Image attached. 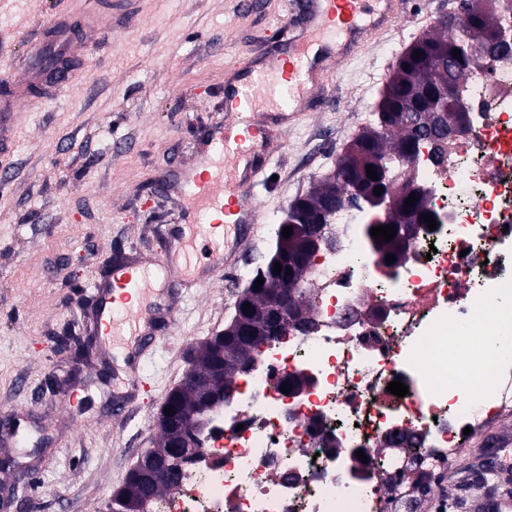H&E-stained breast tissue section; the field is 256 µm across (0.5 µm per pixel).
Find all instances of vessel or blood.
Wrapping results in <instances>:
<instances>
[{
	"label": "vessel or blood",
	"mask_w": 512,
	"mask_h": 512,
	"mask_svg": "<svg viewBox=\"0 0 512 512\" xmlns=\"http://www.w3.org/2000/svg\"><path fill=\"white\" fill-rule=\"evenodd\" d=\"M371 0H292L290 22H302L310 28L309 40L291 44L276 61L244 76L225 100L230 112L256 109L263 105H296L300 102L313 70L310 48L328 39H347L350 50L362 48L369 35L394 23L399 10L388 7L385 15H376ZM42 35L31 42L23 74L12 77L13 92L0 99V144L11 135L13 117L31 85L48 83L57 92L68 91L70 75H57L45 56L64 60L69 43L65 18L50 19L40 25ZM261 130L247 125L245 133L232 136L223 125L210 127L201 150L185 175V204L179 211L181 222L179 250L181 261L162 267L161 274L171 284H180L182 275L191 270L223 269L228 263L223 239L213 234L215 214L230 216L233 225L253 224L258 219V205L250 197V188L260 174L255 162ZM140 297L154 292L151 278L135 264L117 263L111 274L98 281L95 291L97 331L113 336H135L150 345L156 335L146 305H130L117 300L116 290Z\"/></svg>",
	"instance_id": "obj_1"
}]
</instances>
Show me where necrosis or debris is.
I'll return each mask as SVG.
<instances>
[{"label": "necrosis or debris", "mask_w": 512, "mask_h": 512, "mask_svg": "<svg viewBox=\"0 0 512 512\" xmlns=\"http://www.w3.org/2000/svg\"><path fill=\"white\" fill-rule=\"evenodd\" d=\"M456 87L466 131L392 173L421 185L437 230L389 264L364 240L369 211H336L311 325L260 347L148 512H422L468 436L512 412V61ZM292 376L307 385L282 393Z\"/></svg>", "instance_id": "1"}]
</instances>
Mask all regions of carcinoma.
Returning a JSON list of instances; mask_svg holds the SVG:
<instances>
[{"instance_id": "cac0c4a2", "label": "carcinoma", "mask_w": 512, "mask_h": 512, "mask_svg": "<svg viewBox=\"0 0 512 512\" xmlns=\"http://www.w3.org/2000/svg\"><path fill=\"white\" fill-rule=\"evenodd\" d=\"M463 19L452 17L441 27L420 35L398 59L385 84L368 123L346 147L336 170L313 183L310 191L290 204L286 217L274 231L275 249L268 261L253 273L252 280H264L256 289L248 288L237 299L234 315L224 330L190 346L188 361L192 372L204 385H212L217 396L201 394L183 382L166 396L157 419L160 431L157 447L166 453L170 464L164 469L142 472L125 481L113 493L108 512H146L150 499L159 497L175 485L182 466L197 458L210 412L224 403L222 394L230 389V380L253 360L259 348L288 328L304 329L311 323V304L306 288L313 257L318 253L309 237H325L324 226L336 210L347 205H365L376 214L378 226L400 227L408 215L425 213L424 197H416L412 206L407 196L398 197L390 209L379 203L374 188L387 190L392 167L414 162L425 141L438 142L455 128L458 100L454 85L467 73L471 63L469 46L479 43L488 56L498 53L495 45L499 30L512 12V0H465ZM461 51V58L452 50ZM419 57H413L414 52ZM433 74L435 82L448 88V107L434 104L425 95L411 99L410 90ZM374 166L378 179L367 175ZM292 227L285 238L282 228ZM373 225H364L365 237L381 257L388 254L400 259L403 252L396 241L377 242L371 236ZM280 273H274L276 263ZM291 274H286V271ZM250 304L248 310L242 305ZM178 408L181 421L164 413V408Z\"/></svg>"}]
</instances>
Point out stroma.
<instances>
[{"label": "stroma", "mask_w": 512, "mask_h": 512, "mask_svg": "<svg viewBox=\"0 0 512 512\" xmlns=\"http://www.w3.org/2000/svg\"><path fill=\"white\" fill-rule=\"evenodd\" d=\"M91 0H0V94L38 25L55 13L78 18ZM460 0H403V14L364 49L337 57L329 85L309 97L301 119L270 122L258 153L259 200L230 272L191 279L174 323L145 360L137 389L92 341L74 358L56 342L90 337L93 284L114 257L165 259L180 209L178 170L215 123L231 121L225 94L289 44V0H114L100 46H78L73 91L24 103L12 143L0 147V418L25 415L0 443V512H105L158 438L156 417L189 369V347L223 329L252 270L272 251V230L313 180L333 171L368 119L401 52ZM512 466V420L459 449L427 512H483L512 494L490 445Z\"/></svg>", "instance_id": "obj_1"}]
</instances>
